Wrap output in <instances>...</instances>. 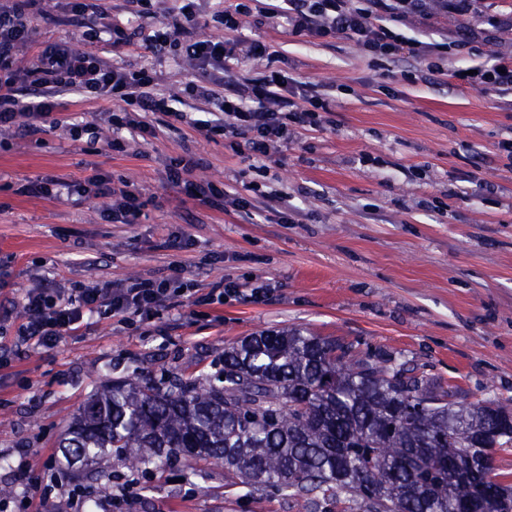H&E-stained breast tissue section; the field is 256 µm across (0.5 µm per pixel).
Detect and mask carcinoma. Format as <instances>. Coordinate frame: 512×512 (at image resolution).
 I'll return each mask as SVG.
<instances>
[{"mask_svg":"<svg viewBox=\"0 0 512 512\" xmlns=\"http://www.w3.org/2000/svg\"><path fill=\"white\" fill-rule=\"evenodd\" d=\"M341 338L262 331L224 351L214 380L170 388L117 381L88 399L58 442L69 462L103 457L145 472L171 457L222 466L228 480L271 488L314 512H512L495 455L512 446V409L461 402L390 354L382 364Z\"/></svg>","mask_w":512,"mask_h":512,"instance_id":"carcinoma-1","label":"carcinoma"}]
</instances>
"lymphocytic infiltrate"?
<instances>
[{
	"label": "lymphocytic infiltrate",
	"mask_w": 512,
	"mask_h": 512,
	"mask_svg": "<svg viewBox=\"0 0 512 512\" xmlns=\"http://www.w3.org/2000/svg\"><path fill=\"white\" fill-rule=\"evenodd\" d=\"M141 20L143 46L155 53L166 48H183L190 65L199 73L214 68L241 67L239 77L224 85L226 108L223 118L197 122L196 130L205 137L224 135L232 151H246L249 159L262 163L270 160L278 146L288 139L291 125L321 128L331 101L321 84H308L298 92L297 82L287 74L273 70L255 74L248 63L269 58L268 48L239 34L249 16L247 5L236 4L224 11L227 38H202L194 33L193 5L185 0L171 20H157L152 0H136ZM36 0H0V133L12 130L33 133V119L52 113L56 96L74 93L97 98L115 97L124 107L112 114L113 150L121 152L125 143L122 130L145 136L152 126L133 117L131 107L143 112H159L180 123L184 115L173 108L169 97L153 93L157 73L150 68L127 70L108 65L101 59L74 50L63 41L35 43L30 10ZM469 0H280L268 9L271 17L285 19L292 33L321 39L344 34L365 54L397 59L412 55L426 60L429 72H439L432 55L451 50L462 51L474 39L469 27L459 28L454 37L441 42L409 39L394 31V24L427 21L447 13L469 9ZM33 49L32 64L16 69L18 56ZM454 78L472 90L487 93L499 86L512 85V56L494 59L478 66L476 73L454 70ZM184 190L192 198L215 209L231 206L248 213L254 201L239 196L234 189L213 181H185ZM180 275L163 280L135 278L119 286L108 284L79 286L69 293L48 288L24 292L20 305L24 321L17 329L15 346L48 348L62 337L75 333L85 319L108 315L122 320L137 317L151 322L167 301L184 295Z\"/></svg>",
	"instance_id": "1"
}]
</instances>
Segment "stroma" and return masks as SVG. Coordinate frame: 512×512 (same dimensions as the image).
I'll use <instances>...</instances> for the list:
<instances>
[{
    "instance_id": "obj_1",
    "label": "stroma",
    "mask_w": 512,
    "mask_h": 512,
    "mask_svg": "<svg viewBox=\"0 0 512 512\" xmlns=\"http://www.w3.org/2000/svg\"><path fill=\"white\" fill-rule=\"evenodd\" d=\"M100 3L103 14L80 22L71 0H42L36 39H68L107 63L155 70L156 92L176 96L187 120L172 129L147 114L153 135L126 134L117 153L109 119L120 100L64 94L50 117L35 119L36 134H1L0 302L29 288L163 278L176 264L189 287L225 280L242 295L221 306L186 302L148 324L95 317L50 349L15 351L20 318L0 324L8 364L0 371V512L47 491L57 512H79L69 497L77 486L93 495L96 512H296L271 490L227 482L220 469L194 477L179 462L146 474L116 468L102 483L70 475L52 491L17 482L23 468L50 475L59 439L100 386L210 377L225 348L261 331L342 336L459 384L465 401L512 406V158L498 149L512 138V88L480 93L449 76L512 54V30L497 26L512 17V0H481L476 11L435 20L426 31L434 40L463 21L478 34L470 52L442 59L437 82L420 60L369 57L342 35L299 36L280 19L246 27V38L268 45L275 68L336 98L322 128H295L262 169L191 125L223 98V70L206 73L207 101L186 92L192 75L181 51L83 39L87 26L139 24L134 0ZM74 123L83 128L76 141ZM187 155L200 161L191 179L226 183L246 198L287 193L292 223L268 208L246 215L189 197L172 180L175 159ZM96 175L138 190L134 223L103 219L108 196L20 192L45 176L84 184ZM178 235L188 246L165 248Z\"/></svg>"
}]
</instances>
